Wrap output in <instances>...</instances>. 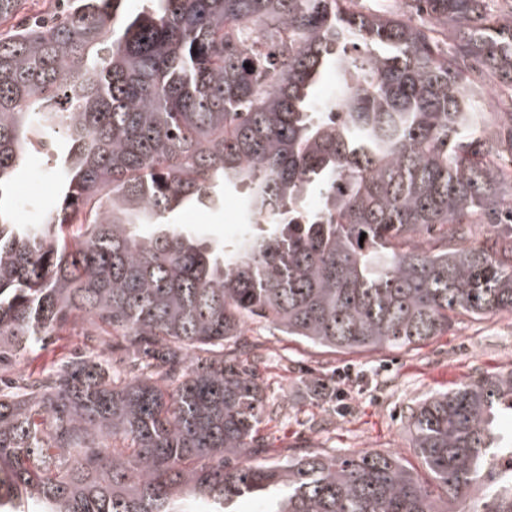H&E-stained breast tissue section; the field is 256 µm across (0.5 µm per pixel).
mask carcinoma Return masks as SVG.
I'll list each match as a JSON object with an SVG mask.
<instances>
[{
	"mask_svg": "<svg viewBox=\"0 0 512 512\" xmlns=\"http://www.w3.org/2000/svg\"><path fill=\"white\" fill-rule=\"evenodd\" d=\"M25 2L0 0V364L87 319L140 374L117 378L89 334L38 375L0 379V512H232L243 497L269 512H441L392 453L249 461L266 447L264 387L224 344L245 351L263 322L378 350L512 314V9L70 0L30 24ZM328 70L336 102L322 105ZM487 86L497 112L479 103ZM51 134L65 142L58 200L17 224L10 185ZM240 188L245 235L207 247L175 223ZM506 410L511 368L410 415L461 512H512Z\"/></svg>",
	"mask_w": 512,
	"mask_h": 512,
	"instance_id": "carcinoma-1",
	"label": "carcinoma"
}]
</instances>
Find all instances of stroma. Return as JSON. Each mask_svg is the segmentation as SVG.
Returning <instances> with one entry per match:
<instances>
[{
  "mask_svg": "<svg viewBox=\"0 0 512 512\" xmlns=\"http://www.w3.org/2000/svg\"><path fill=\"white\" fill-rule=\"evenodd\" d=\"M12 195L18 223L35 217L33 202L53 201L57 184L45 159L34 155L15 178ZM179 223L205 240L220 239L224 227L241 221L237 197L221 209H187ZM82 324H70L43 346L13 359L15 371L39 373L82 347ZM258 357L269 405L277 410L263 422L266 462L303 452L345 456L359 452L394 453L413 467L421 462L412 446L407 418L429 395L460 381L512 368V315L458 318L448 333L422 344L376 351H330L252 325L246 336Z\"/></svg>",
  "mask_w": 512,
  "mask_h": 512,
  "instance_id": "obj_1",
  "label": "stroma"
}]
</instances>
